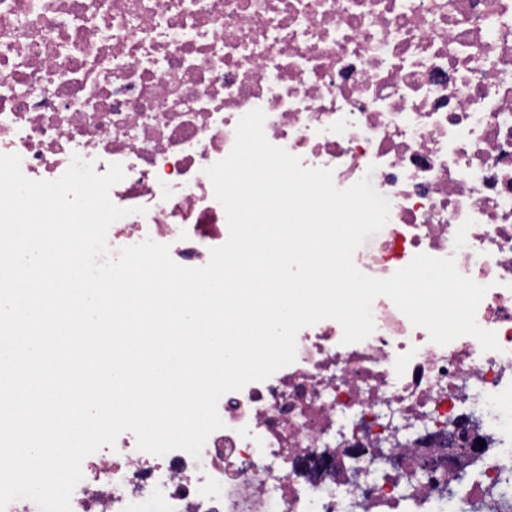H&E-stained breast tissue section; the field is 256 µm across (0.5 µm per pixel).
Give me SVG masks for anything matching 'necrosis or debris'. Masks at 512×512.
Listing matches in <instances>:
<instances>
[{
	"label": "necrosis or debris",
	"mask_w": 512,
	"mask_h": 512,
	"mask_svg": "<svg viewBox=\"0 0 512 512\" xmlns=\"http://www.w3.org/2000/svg\"><path fill=\"white\" fill-rule=\"evenodd\" d=\"M256 108L303 166L340 189L370 177L389 200L360 272L454 257L486 286L476 321L500 348L437 345L377 297L365 340L321 320L294 363L224 394L200 457L139 450L130 431L87 456L72 512H436L445 473L414 482L412 467L439 424L475 439V408L505 437L455 498L492 501L512 475V0H0V154L31 179L75 155L122 164L110 257L148 238L208 263L229 229L205 169Z\"/></svg>",
	"instance_id": "obj_1"
}]
</instances>
